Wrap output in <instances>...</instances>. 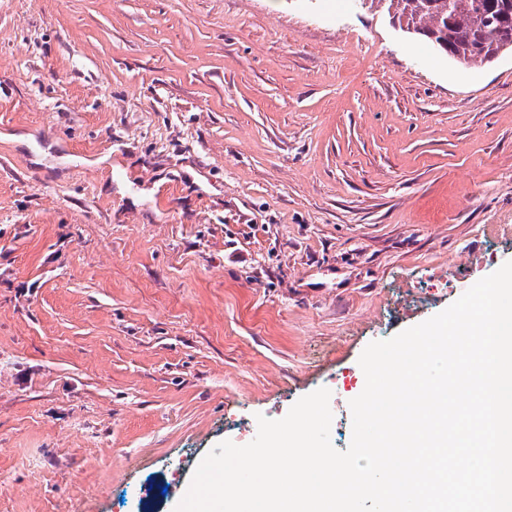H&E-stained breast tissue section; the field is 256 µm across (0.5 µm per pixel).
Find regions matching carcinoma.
I'll return each mask as SVG.
<instances>
[{"label":"carcinoma","mask_w":512,"mask_h":512,"mask_svg":"<svg viewBox=\"0 0 512 512\" xmlns=\"http://www.w3.org/2000/svg\"><path fill=\"white\" fill-rule=\"evenodd\" d=\"M383 4L393 22L455 62L487 64L512 53V0H360Z\"/></svg>","instance_id":"cac0c4a2"}]
</instances>
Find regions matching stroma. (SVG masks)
<instances>
[{"label":"stroma","instance_id":"obj_1","mask_svg":"<svg viewBox=\"0 0 512 512\" xmlns=\"http://www.w3.org/2000/svg\"><path fill=\"white\" fill-rule=\"evenodd\" d=\"M512 261V54L354 0H0V512H175Z\"/></svg>","mask_w":512,"mask_h":512}]
</instances>
